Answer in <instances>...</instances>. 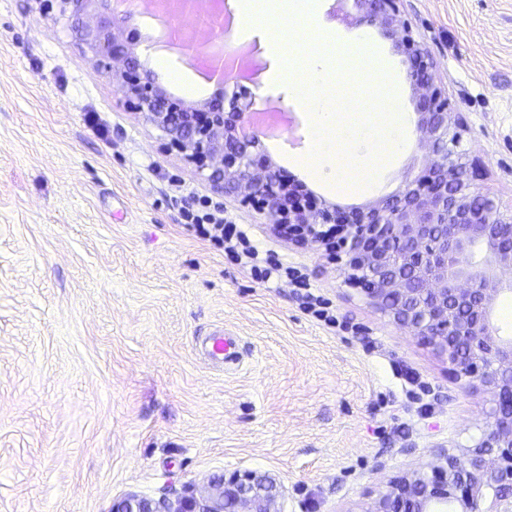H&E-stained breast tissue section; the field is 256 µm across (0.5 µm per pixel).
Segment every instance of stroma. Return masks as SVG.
Masks as SVG:
<instances>
[{
  "label": "stroma",
  "instance_id": "stroma-1",
  "mask_svg": "<svg viewBox=\"0 0 512 512\" xmlns=\"http://www.w3.org/2000/svg\"><path fill=\"white\" fill-rule=\"evenodd\" d=\"M235 0L203 14L196 41L250 53L254 108L294 113L298 143L264 152L295 184L350 209L397 194L421 170L416 134L384 158L372 187L334 185L303 161L304 106L275 85L269 29L220 35ZM448 96L467 121L462 147L479 191L512 203V0H407ZM106 18L149 31L136 49L168 96L218 93L203 61L166 43L170 21L142 0ZM316 25L368 39L407 112L406 67L375 25H348L319 0ZM39 0H0V512H112L129 494L172 499L236 469L274 475L279 512H349L365 490L480 438L490 395L459 387L433 348L347 286L320 250L274 235L263 217L212 193ZM212 198L259 263L293 269L264 283L185 226L186 200ZM317 297L332 322L308 307ZM239 360L208 356L217 328Z\"/></svg>",
  "mask_w": 512,
  "mask_h": 512
}]
</instances>
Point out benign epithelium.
I'll return each mask as SVG.
<instances>
[{"label": "benign epithelium", "instance_id": "1", "mask_svg": "<svg viewBox=\"0 0 512 512\" xmlns=\"http://www.w3.org/2000/svg\"><path fill=\"white\" fill-rule=\"evenodd\" d=\"M40 2L74 18L82 50L119 86L123 107L158 131L162 151L181 155L275 234L340 263L367 304L448 360L457 383L477 381L490 393L472 447L440 449L433 462L367 491L356 512H512V336L493 323L496 300L512 294V206L476 190L480 163L461 149L466 119L436 79L406 0H351L357 16L344 20L381 27L405 57L426 168L400 194L349 211L297 189L263 153L250 87L221 79L220 98L207 105L173 99L137 60L135 34L101 20L107 0ZM281 496L274 477L234 470L174 500L127 495L112 512H271Z\"/></svg>", "mask_w": 512, "mask_h": 512}]
</instances>
